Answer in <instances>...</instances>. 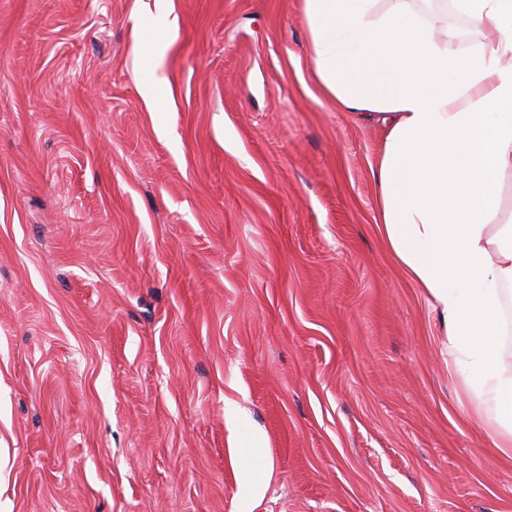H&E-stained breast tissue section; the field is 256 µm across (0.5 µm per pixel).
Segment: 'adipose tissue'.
Returning a JSON list of instances; mask_svg holds the SVG:
<instances>
[{
    "mask_svg": "<svg viewBox=\"0 0 512 512\" xmlns=\"http://www.w3.org/2000/svg\"><path fill=\"white\" fill-rule=\"evenodd\" d=\"M474 33L459 50L449 12ZM310 70L384 130L387 247L428 296L490 444L512 453V0H302Z\"/></svg>",
    "mask_w": 512,
    "mask_h": 512,
    "instance_id": "adipose-tissue-1",
    "label": "adipose tissue"
}]
</instances>
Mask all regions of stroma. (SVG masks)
I'll use <instances>...</instances> for the list:
<instances>
[{
	"label": "stroma",
	"mask_w": 512,
	"mask_h": 512,
	"mask_svg": "<svg viewBox=\"0 0 512 512\" xmlns=\"http://www.w3.org/2000/svg\"><path fill=\"white\" fill-rule=\"evenodd\" d=\"M168 8L0 0V512H512L301 0ZM245 445L242 448H236L240 464L245 471L246 484L249 492L253 495L260 494L264 489V483L255 474L248 469V460L251 456L261 453L264 449L263 439L257 432L246 429L244 432Z\"/></svg>",
	"instance_id": "stroma-1"
}]
</instances>
